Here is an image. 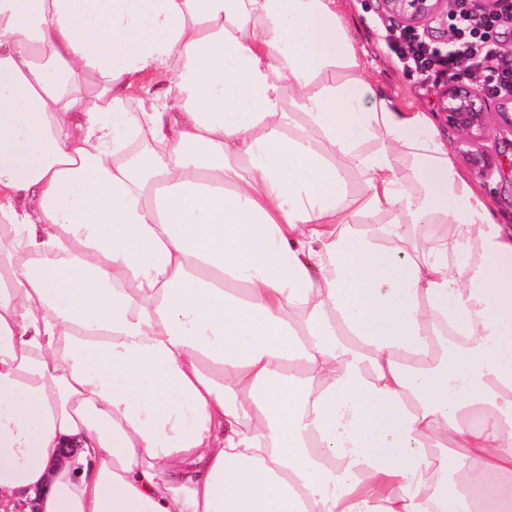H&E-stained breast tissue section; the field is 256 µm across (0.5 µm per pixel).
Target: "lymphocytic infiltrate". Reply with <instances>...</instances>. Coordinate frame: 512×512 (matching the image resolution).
<instances>
[{"instance_id":"1","label":"lymphocytic infiltrate","mask_w":512,"mask_h":512,"mask_svg":"<svg viewBox=\"0 0 512 512\" xmlns=\"http://www.w3.org/2000/svg\"><path fill=\"white\" fill-rule=\"evenodd\" d=\"M452 36L446 55L431 50L420 34L401 29L389 30L388 48L404 68L423 75L466 73L480 88L501 97H512V54L489 41L488 33L507 19H512V0H502L497 10L463 4L452 9Z\"/></svg>"}]
</instances>
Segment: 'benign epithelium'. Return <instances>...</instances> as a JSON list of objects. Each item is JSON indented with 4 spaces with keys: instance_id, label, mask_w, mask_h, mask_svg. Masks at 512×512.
<instances>
[{
    "instance_id": "obj_1",
    "label": "benign epithelium",
    "mask_w": 512,
    "mask_h": 512,
    "mask_svg": "<svg viewBox=\"0 0 512 512\" xmlns=\"http://www.w3.org/2000/svg\"><path fill=\"white\" fill-rule=\"evenodd\" d=\"M377 9L412 31L439 17L448 25V0H376ZM437 111L448 126L462 133L463 143L475 145L489 134V116L496 114L512 126V97L493 96L470 84L443 89Z\"/></svg>"
}]
</instances>
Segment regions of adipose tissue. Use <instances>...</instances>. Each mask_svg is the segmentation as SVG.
<instances>
[{"mask_svg":"<svg viewBox=\"0 0 512 512\" xmlns=\"http://www.w3.org/2000/svg\"><path fill=\"white\" fill-rule=\"evenodd\" d=\"M338 2L0 0V512H512V233Z\"/></svg>","mask_w":512,"mask_h":512,"instance_id":"ef3b65f1","label":"adipose tissue"}]
</instances>
